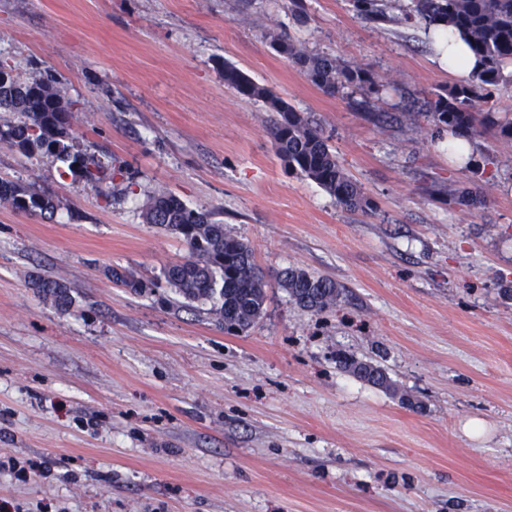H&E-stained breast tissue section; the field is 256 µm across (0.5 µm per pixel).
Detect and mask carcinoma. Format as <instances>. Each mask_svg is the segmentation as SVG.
<instances>
[{
  "label": "carcinoma",
  "mask_w": 512,
  "mask_h": 512,
  "mask_svg": "<svg viewBox=\"0 0 512 512\" xmlns=\"http://www.w3.org/2000/svg\"><path fill=\"white\" fill-rule=\"evenodd\" d=\"M354 10L365 17L388 18L395 23H417L430 29L444 23L457 30L481 69L465 84L441 87L424 102L416 116L435 133L448 128L469 139L496 130L512 139V121L493 115L490 88L512 81L504 66L512 62V0H409L401 16L388 17L385 0H353ZM271 47L291 60L317 88L349 98H369L380 91L372 73L336 58L308 53L293 38L277 34ZM224 86L239 96L261 101L275 114L270 126L276 153L288 172L309 179L349 211L373 208L360 185L340 165L336 154L309 116L294 110L271 88L247 77L230 63L222 68ZM0 110L16 112L20 121L0 127V142L26 156L51 155L67 170L88 183L101 180V166L76 148L71 136L73 104L64 97L53 77L21 79L0 86ZM29 214L54 213L59 204L35 184L0 180V203ZM143 219L178 236L187 246L184 260L165 266L160 276L144 279L126 268L110 270L112 282L135 295L168 288L188 302H208L224 331L239 334L258 320L267 300L268 283L258 271L248 243L224 230L211 211L188 206L166 190L156 192L143 210ZM279 288L299 307L320 314L337 305L342 292L336 282L288 267L275 276ZM40 297L58 308L73 304L70 287L59 280L30 277ZM336 366L361 381L382 389L392 387L386 370L371 361L336 352Z\"/></svg>",
  "instance_id": "cac0c4a2"
}]
</instances>
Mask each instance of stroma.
<instances>
[{
  "instance_id": "35a3bbf8",
  "label": "stroma",
  "mask_w": 512,
  "mask_h": 512,
  "mask_svg": "<svg viewBox=\"0 0 512 512\" xmlns=\"http://www.w3.org/2000/svg\"><path fill=\"white\" fill-rule=\"evenodd\" d=\"M274 32L381 91L360 109L315 88ZM432 56L423 28L350 0H0V63L57 78L105 171L95 186L0 145V179L59 201L49 219L0 206V453L37 465L0 471L9 512H512V141L478 138L475 171L406 117L452 82ZM225 61L311 117L372 211L285 172ZM161 189L253 248L270 284L247 333L113 284L186 256L143 220ZM290 266L341 302L298 308L273 283ZM32 273L74 304L45 303ZM340 349L380 358L395 392L338 369Z\"/></svg>"
}]
</instances>
